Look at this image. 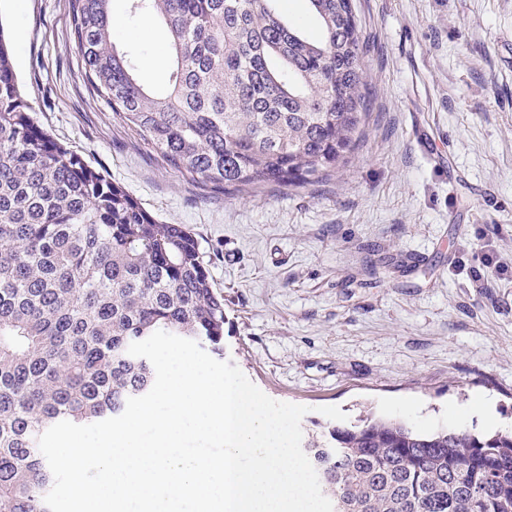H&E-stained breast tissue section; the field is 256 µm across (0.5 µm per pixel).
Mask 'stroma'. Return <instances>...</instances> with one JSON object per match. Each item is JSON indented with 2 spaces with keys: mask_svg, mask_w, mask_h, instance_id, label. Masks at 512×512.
Returning <instances> with one entry per match:
<instances>
[{
  "mask_svg": "<svg viewBox=\"0 0 512 512\" xmlns=\"http://www.w3.org/2000/svg\"><path fill=\"white\" fill-rule=\"evenodd\" d=\"M364 135L323 181L233 194L175 173L92 90L70 0H0L39 125L184 225L224 298V358L302 429L372 416L512 429V0H354ZM115 42L168 82V34L113 0ZM499 261L482 268L481 235ZM483 287L472 285L473 271ZM488 409L470 412L475 398Z\"/></svg>",
  "mask_w": 512,
  "mask_h": 512,
  "instance_id": "stroma-1",
  "label": "stroma"
}]
</instances>
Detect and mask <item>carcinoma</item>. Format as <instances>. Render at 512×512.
<instances>
[{"instance_id": "obj_1", "label": "carcinoma", "mask_w": 512, "mask_h": 512, "mask_svg": "<svg viewBox=\"0 0 512 512\" xmlns=\"http://www.w3.org/2000/svg\"><path fill=\"white\" fill-rule=\"evenodd\" d=\"M169 32L153 91L112 39V0H70L92 90L167 166L226 191L303 186L348 162L366 117L353 0H307V37L278 0H127ZM157 330L224 357V297L200 243L158 221L35 121L0 30V512H49L39 436L96 423L146 394L128 354ZM333 512H512V432L420 434L366 417L307 433Z\"/></svg>"}]
</instances>
